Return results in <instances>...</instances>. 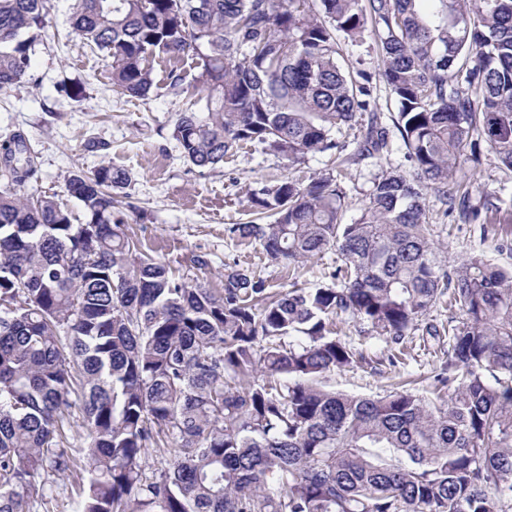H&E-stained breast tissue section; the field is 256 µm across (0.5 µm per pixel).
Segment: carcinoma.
<instances>
[{
  "label": "carcinoma",
  "instance_id": "cac0c4a2",
  "mask_svg": "<svg viewBox=\"0 0 512 512\" xmlns=\"http://www.w3.org/2000/svg\"><path fill=\"white\" fill-rule=\"evenodd\" d=\"M46 26V0H0L1 93L27 81ZM73 32L129 99L158 89V59L183 93L191 60L172 136L202 170L244 144L290 163L341 152L334 134L365 112L355 157L386 151L371 75L336 58L338 36L367 33L411 170L376 174L350 223L330 175L250 191L273 221L229 237L276 263L333 250L336 267L279 293L232 269L218 295L127 232L126 169L67 176L79 224L26 193L30 160L1 171L0 512L45 503L48 472L76 475L73 512H512V270L444 269L421 192L477 221L455 179L468 148L512 171V0H76ZM445 294L462 312L436 374L448 400L320 385L357 363L337 320L366 323L393 362L410 332L441 336L422 320Z\"/></svg>",
  "mask_w": 512,
  "mask_h": 512
}]
</instances>
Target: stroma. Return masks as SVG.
Here are the masks:
<instances>
[{
	"instance_id": "35a3bbf8",
	"label": "stroma",
	"mask_w": 512,
	"mask_h": 512,
	"mask_svg": "<svg viewBox=\"0 0 512 512\" xmlns=\"http://www.w3.org/2000/svg\"><path fill=\"white\" fill-rule=\"evenodd\" d=\"M74 0H49V24L31 53L30 81L0 95V144L15 132L23 133L37 166L29 190L58 194L61 202L77 209L68 197L65 179L70 172H89L105 162L129 169L131 210L127 228L159 260L177 272L198 280L214 293L224 289L229 267L249 269L270 288L314 287L336 265L335 251L298 264L271 262L259 242L229 238V224L254 221L246 193L289 177L298 181L321 175L337 176L347 197L344 221H351L380 170H408L398 136H391L388 153L361 161H346L360 135L359 128L344 130L339 140L344 152L307 155L298 163L245 145L215 170H200L187 162L172 136L179 95L162 88L144 100H129L113 89L103 54L76 41L71 34ZM337 58L350 71L372 74V99L384 124H391L398 104L379 77V51L371 39L354 43L339 39ZM105 149H98V142ZM480 160L462 159L456 177L469 186L471 203L480 207L479 221L468 222L458 213H444L430 204V222L441 246L444 267L456 258L478 255L490 263L512 267V250L502 248L512 236V171L501 166L487 145H480ZM491 209H484V202ZM337 332L360 353L353 368L326 374L328 388L360 396H383L409 385L420 396L435 398L441 389L434 379L448 354L447 341H422L408 336L407 353L397 362L387 359L386 344L371 328L346 318Z\"/></svg>"
}]
</instances>
